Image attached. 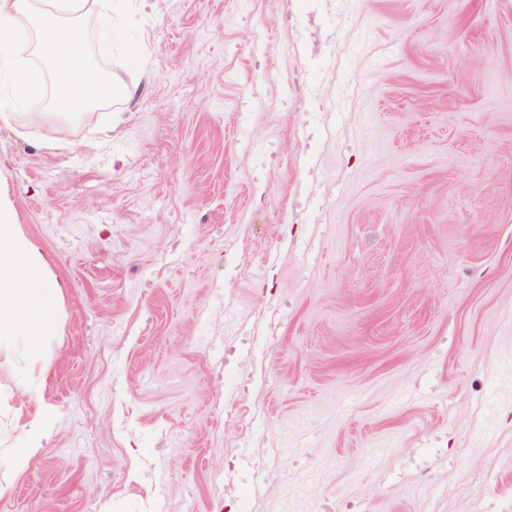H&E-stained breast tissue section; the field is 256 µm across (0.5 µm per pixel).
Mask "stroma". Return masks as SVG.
<instances>
[{"label": "stroma", "mask_w": 512, "mask_h": 512, "mask_svg": "<svg viewBox=\"0 0 512 512\" xmlns=\"http://www.w3.org/2000/svg\"><path fill=\"white\" fill-rule=\"evenodd\" d=\"M132 4L131 101L0 114V512H512V0ZM37 259V248L0 200V337L27 336L34 343L46 332L60 288L33 283L30 268Z\"/></svg>", "instance_id": "stroma-1"}]
</instances>
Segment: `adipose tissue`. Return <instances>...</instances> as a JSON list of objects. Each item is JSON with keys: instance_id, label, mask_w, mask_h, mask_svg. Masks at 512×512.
Returning a JSON list of instances; mask_svg holds the SVG:
<instances>
[{"instance_id": "obj_1", "label": "adipose tissue", "mask_w": 512, "mask_h": 512, "mask_svg": "<svg viewBox=\"0 0 512 512\" xmlns=\"http://www.w3.org/2000/svg\"><path fill=\"white\" fill-rule=\"evenodd\" d=\"M35 245L15 224L9 206L0 205V337L44 335L60 292L58 284L36 286L30 268Z\"/></svg>"}]
</instances>
